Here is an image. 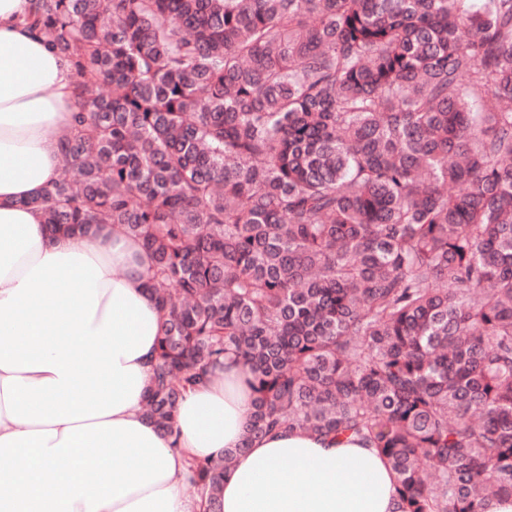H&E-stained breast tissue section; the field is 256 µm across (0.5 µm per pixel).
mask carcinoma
<instances>
[{"label": "carcinoma", "instance_id": "cac0c4a2", "mask_svg": "<svg viewBox=\"0 0 512 512\" xmlns=\"http://www.w3.org/2000/svg\"><path fill=\"white\" fill-rule=\"evenodd\" d=\"M24 24L77 98L26 204L151 256L158 429L231 357L248 436H355L400 512L512 496V0H32ZM233 455L191 462L205 512Z\"/></svg>", "mask_w": 512, "mask_h": 512}]
</instances>
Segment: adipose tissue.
<instances>
[{
    "instance_id": "obj_1",
    "label": "adipose tissue",
    "mask_w": 512,
    "mask_h": 512,
    "mask_svg": "<svg viewBox=\"0 0 512 512\" xmlns=\"http://www.w3.org/2000/svg\"><path fill=\"white\" fill-rule=\"evenodd\" d=\"M31 7L0 0V512H202L188 463L230 450L222 512H398L394 472L360 440L247 438L235 362L184 395L170 432L147 419L163 323L148 254L113 225L49 234L27 205L59 176L76 111Z\"/></svg>"
}]
</instances>
